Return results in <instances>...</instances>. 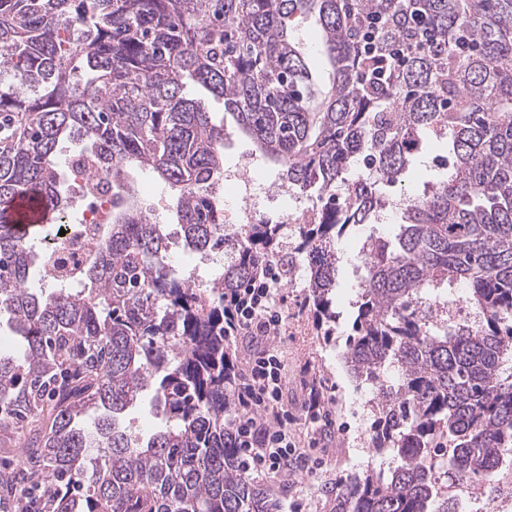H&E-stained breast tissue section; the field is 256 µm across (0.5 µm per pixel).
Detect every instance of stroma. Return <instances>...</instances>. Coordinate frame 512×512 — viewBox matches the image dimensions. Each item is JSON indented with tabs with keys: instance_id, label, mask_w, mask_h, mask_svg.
Here are the masks:
<instances>
[{
	"instance_id": "35a3bbf8",
	"label": "stroma",
	"mask_w": 512,
	"mask_h": 512,
	"mask_svg": "<svg viewBox=\"0 0 512 512\" xmlns=\"http://www.w3.org/2000/svg\"><path fill=\"white\" fill-rule=\"evenodd\" d=\"M298 42L312 73L315 91H322L328 82L329 67L321 52V30L314 15L297 18L291 33ZM189 96L201 99L213 122L223 125L229 135L224 147V165H237L242 156L253 150L252 142L238 133L235 121L224 109L221 100L213 98L198 86L187 85ZM445 147L432 143L426 155L414 165L411 183L387 189L388 197L422 192L446 175L443 159ZM123 178L135 194L141 208L160 224L169 235L167 251L169 263L180 270L201 275L205 272L198 255L187 249L175 215L171 194L156 196L149 189L156 183L154 173L147 169H127ZM360 233L353 232L336 243L340 256L336 285V338L326 341L317 329L315 318L304 305L305 291L301 288H282L278 291L277 308L284 331L281 336L264 338L251 334L230 340L231 353L239 368L262 351L277 355L283 378L281 402L293 417L288 433L302 457L293 463L287 474L273 477L256 474L255 479L272 493L278 512H328L319 488L335 483L336 479L355 471H365L386 466L385 458L377 455L370 443L374 421L370 401L372 392L357 386L341 358L344 341L352 333L356 316L353 303L357 282L351 265L357 254ZM319 396L331 417V425L316 427L309 418L308 407L312 396Z\"/></svg>"
}]
</instances>
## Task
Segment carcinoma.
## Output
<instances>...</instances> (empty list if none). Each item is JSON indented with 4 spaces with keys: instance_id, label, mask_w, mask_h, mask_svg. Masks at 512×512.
I'll return each mask as SVG.
<instances>
[{
    "instance_id": "obj_1",
    "label": "carcinoma",
    "mask_w": 512,
    "mask_h": 512,
    "mask_svg": "<svg viewBox=\"0 0 512 512\" xmlns=\"http://www.w3.org/2000/svg\"><path fill=\"white\" fill-rule=\"evenodd\" d=\"M307 13L332 69L319 102L290 35ZM188 80L318 198L296 254L278 256V224L227 231L224 125ZM433 140L448 176L406 198L393 235L365 236L342 355L373 387L371 445L390 466L321 487L331 512H461L449 487L512 465V0H0V202L33 192L58 223L66 141L115 189L76 292L29 287L47 226L0 221V319L22 340L0 353V424H25L27 448L26 484L0 469V512H31L27 490L37 512H276L239 466L224 299L274 266L289 279L301 255L331 339L336 241L373 222ZM363 159L369 174L350 176ZM125 168L173 191L188 249L227 253L211 293L173 275ZM459 285L476 326L425 311ZM147 392L163 426L133 438L125 418Z\"/></svg>"
}]
</instances>
